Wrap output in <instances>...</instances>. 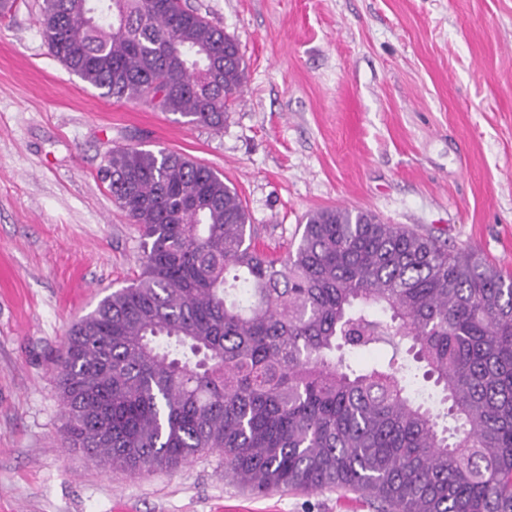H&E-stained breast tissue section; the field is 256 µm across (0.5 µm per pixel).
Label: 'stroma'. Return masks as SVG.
I'll use <instances>...</instances> for the list:
<instances>
[{
    "label": "stroma",
    "instance_id": "1",
    "mask_svg": "<svg viewBox=\"0 0 512 512\" xmlns=\"http://www.w3.org/2000/svg\"><path fill=\"white\" fill-rule=\"evenodd\" d=\"M35 2L0 19V512H374L240 488L217 453L129 477L63 447V340L141 271L99 169L115 146L183 153L237 188L277 256L339 206L512 273V0H189L247 63L219 131L85 85Z\"/></svg>",
    "mask_w": 512,
    "mask_h": 512
}]
</instances>
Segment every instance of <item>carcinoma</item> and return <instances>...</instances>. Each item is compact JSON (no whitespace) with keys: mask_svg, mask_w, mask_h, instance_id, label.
Returning <instances> with one entry per match:
<instances>
[{"mask_svg":"<svg viewBox=\"0 0 512 512\" xmlns=\"http://www.w3.org/2000/svg\"><path fill=\"white\" fill-rule=\"evenodd\" d=\"M36 23L103 96L188 124L222 129L242 90L236 39L184 0H41ZM100 176L143 262L68 332L67 447L128 475L219 452L241 487L379 512H512L511 274L340 207L273 257L236 189L165 148L115 147ZM380 343L383 363L352 365Z\"/></svg>","mask_w":512,"mask_h":512,"instance_id":"obj_1","label":"carcinoma"}]
</instances>
